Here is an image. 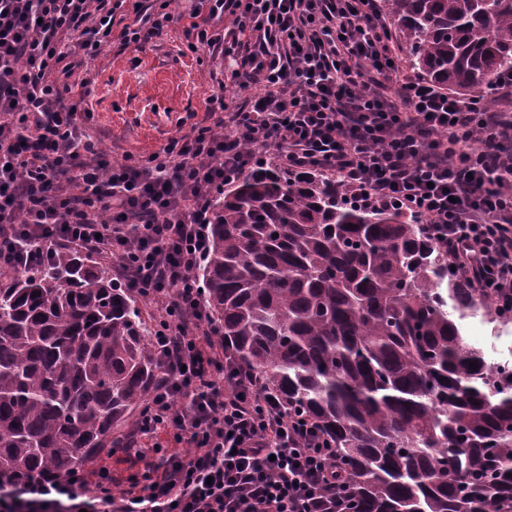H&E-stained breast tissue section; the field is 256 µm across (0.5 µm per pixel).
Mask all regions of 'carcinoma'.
Here are the masks:
<instances>
[{
	"instance_id": "1",
	"label": "carcinoma",
	"mask_w": 512,
	"mask_h": 512,
	"mask_svg": "<svg viewBox=\"0 0 512 512\" xmlns=\"http://www.w3.org/2000/svg\"><path fill=\"white\" fill-rule=\"evenodd\" d=\"M386 2L426 80L467 90L512 71V0ZM197 278L224 349L336 448L345 512H512V369L457 318L496 317L497 301L450 276L411 217L352 205L319 173L259 168L218 194ZM149 335L133 291L87 255L12 274L0 479L66 472L113 445L155 384Z\"/></svg>"
}]
</instances>
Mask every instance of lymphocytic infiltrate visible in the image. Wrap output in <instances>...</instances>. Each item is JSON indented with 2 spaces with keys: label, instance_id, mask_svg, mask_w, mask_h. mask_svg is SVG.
Returning <instances> with one entry per match:
<instances>
[{
  "label": "lymphocytic infiltrate",
  "instance_id": "1",
  "mask_svg": "<svg viewBox=\"0 0 512 512\" xmlns=\"http://www.w3.org/2000/svg\"><path fill=\"white\" fill-rule=\"evenodd\" d=\"M0 0V286L62 250L102 256L154 301L160 385L121 451L176 432L180 451L113 493L104 466L0 481V512H336L334 451L250 371L216 353L221 331L196 271L215 196L271 165L336 177L360 205L423 224L456 274L495 289L512 317V73L489 92L444 90L403 73L377 0ZM133 20L116 27L118 12ZM234 18L225 29V15ZM191 51L222 56L260 95L223 93L146 160L107 164L50 76L79 70L112 40L143 49L175 20Z\"/></svg>",
  "mask_w": 512,
  "mask_h": 512
}]
</instances>
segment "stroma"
<instances>
[{
	"label": "stroma",
	"instance_id": "35a3bbf8",
	"mask_svg": "<svg viewBox=\"0 0 512 512\" xmlns=\"http://www.w3.org/2000/svg\"><path fill=\"white\" fill-rule=\"evenodd\" d=\"M222 72L221 61L188 50L178 25L140 51L112 44L86 67L84 124L108 162L126 153L149 156L191 126L209 124L206 102L214 92L235 105L259 93V82L243 91Z\"/></svg>",
	"mask_w": 512,
	"mask_h": 512
}]
</instances>
